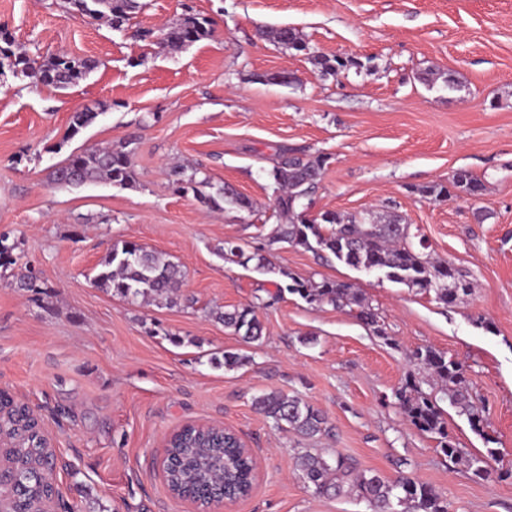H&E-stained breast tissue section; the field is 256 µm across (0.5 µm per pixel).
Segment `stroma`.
Wrapping results in <instances>:
<instances>
[{"instance_id":"obj_1","label":"stroma","mask_w":512,"mask_h":512,"mask_svg":"<svg viewBox=\"0 0 512 512\" xmlns=\"http://www.w3.org/2000/svg\"><path fill=\"white\" fill-rule=\"evenodd\" d=\"M121 29L62 0H0V26L30 56L66 53L96 68L59 90L0 75V236L43 281L18 288L0 267V390L40 417L56 458V492L72 512H194L171 494L160 463L188 423L234 431L256 457L249 496L214 512H371L355 497H319L296 467L319 448L387 480L407 475L446 498L449 512H512V479L479 480L407 422L395 390L426 376L411 357L431 346L461 362L484 408L482 432L450 402L448 429L465 454L497 451L512 470V0H143ZM214 22L211 37L177 50L142 39L185 14ZM308 49L271 41L277 27ZM362 62L325 74L312 56ZM453 73L448 90L422 73ZM289 72V85L272 82ZM98 116L70 135L73 112ZM127 144L132 185L54 187L71 153ZM325 159L299 202L376 219L398 215L412 242L465 273L474 291L447 305L300 247L274 243L269 171L289 154ZM188 166L232 186L251 208L209 209L176 193L170 169ZM460 168L481 177L480 198L423 196ZM234 240L275 267L350 282L388 332L353 314L269 294L270 276L225 262ZM134 241L178 263L177 304L129 302L94 278L114 243ZM260 302V340L247 343L213 309ZM245 356L228 369L225 353ZM279 392L318 408L327 430L308 438L275 428L256 396Z\"/></svg>"}]
</instances>
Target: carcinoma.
I'll return each mask as SVG.
<instances>
[{
    "instance_id": "obj_1",
    "label": "carcinoma",
    "mask_w": 512,
    "mask_h": 512,
    "mask_svg": "<svg viewBox=\"0 0 512 512\" xmlns=\"http://www.w3.org/2000/svg\"><path fill=\"white\" fill-rule=\"evenodd\" d=\"M65 3L71 10L94 20L104 19L114 28L122 27L141 8L139 0H65ZM212 26L211 19L188 14L162 31L159 45L179 49L208 38ZM268 37L296 51L307 49L306 42L293 28L273 29L268 32ZM8 44L9 33L0 28V75L7 68L16 77H28L43 85L65 89L83 79L91 69V63L86 59L55 54L38 60L14 53ZM315 63L327 74L362 65L361 60L349 56L317 57ZM97 116L98 112L89 107L73 113L72 132L78 133ZM324 164L325 160L320 156L312 159L290 156L273 166L270 177L275 193L274 205L287 223L274 227L272 241L303 247L316 254L327 251L336 260L355 269H374L392 282L432 291L438 301L447 305L472 294V283L451 263L436 260L409 242L408 225L401 223L396 215L366 224L352 215L337 212H326L317 221L297 211L299 200L317 184ZM171 177L176 191L192 192L196 200L208 208H217L222 203L251 206L226 184L209 191L212 184L207 179L198 180L196 174H186L182 166L172 168ZM100 180L121 186L132 183L129 152L125 146L85 149L55 165L49 173L50 184L57 187H77ZM453 189L478 197L484 191V183L473 172L458 169L452 176L451 187L434 185L421 189V193L450 197ZM221 252L224 261L241 266L256 258V269L290 280L284 286L275 283L279 292L286 290L297 294L309 304H329L341 310L357 308V317L376 335L387 338L378 314L352 284L296 278L292 273L272 266L262 256L246 254L234 240L224 241ZM183 279L179 265L164 254L134 241H123L113 244L105 258L104 270L97 274L95 283L132 302L161 297L175 304ZM39 282L37 272L28 265L18 274L20 288L37 291ZM210 316L246 342L261 338L262 326L254 305L228 312L213 310ZM412 356L423 371L440 383L442 394L467 415L472 428L481 430L483 408L470 399L462 363L431 346L416 348ZM395 396L409 422L419 431L435 436L445 457L465 463L478 479L490 477L493 473L490 461L496 458V450L489 448L484 455L464 456L448 434L445 411L437 393L423 390L419 382L409 378L396 390ZM253 406L279 429H291L307 437L325 431L326 420L322 412L299 397L272 392L254 398ZM24 408L25 405L7 397L0 408V441L3 442L0 471L5 476L0 482V512H14L20 499L24 500L27 512H48L50 498L43 495L42 486L52 480V471L46 467L51 449L36 421L20 419ZM168 452L171 464L165 469L164 477L174 493L193 488L214 495L223 487L245 495L252 489L253 460L229 432L188 425L172 437ZM299 470L314 494L339 496L350 493L367 502L374 512H449L447 500L427 485L408 476L389 481L376 473L361 471L350 458L340 453L328 456L319 451H307L299 458Z\"/></svg>"
}]
</instances>
